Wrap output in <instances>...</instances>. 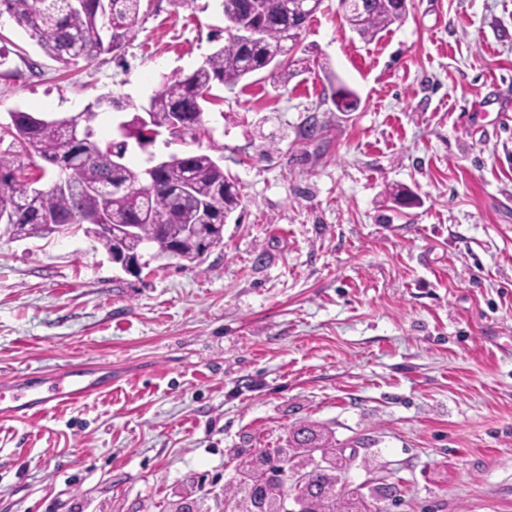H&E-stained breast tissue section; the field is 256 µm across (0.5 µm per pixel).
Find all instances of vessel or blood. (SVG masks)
Masks as SVG:
<instances>
[{
    "label": "vessel or blood",
    "instance_id": "1",
    "mask_svg": "<svg viewBox=\"0 0 512 512\" xmlns=\"http://www.w3.org/2000/svg\"><path fill=\"white\" fill-rule=\"evenodd\" d=\"M111 385V367L100 364L56 374L32 373L0 387V416H36L85 400Z\"/></svg>",
    "mask_w": 512,
    "mask_h": 512
}]
</instances>
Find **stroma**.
Returning a JSON list of instances; mask_svg holds the SVG:
<instances>
[{"mask_svg": "<svg viewBox=\"0 0 512 512\" xmlns=\"http://www.w3.org/2000/svg\"><path fill=\"white\" fill-rule=\"evenodd\" d=\"M224 27L219 0H141L65 70L2 14L0 123L143 104ZM296 54L288 82L215 86L198 138L129 145L133 169L202 152L237 183L199 266L0 238V385L112 367L109 392L0 419V512H241L237 461L305 429L367 512H512V0H408L370 42L324 0Z\"/></svg>", "mask_w": 512, "mask_h": 512, "instance_id": "obj_1", "label": "stroma"}]
</instances>
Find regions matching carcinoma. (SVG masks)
<instances>
[{
	"label": "carcinoma",
	"mask_w": 512,
	"mask_h": 512,
	"mask_svg": "<svg viewBox=\"0 0 512 512\" xmlns=\"http://www.w3.org/2000/svg\"><path fill=\"white\" fill-rule=\"evenodd\" d=\"M141 0H82L75 8L71 0H0V14H8L18 27L51 58L67 69L78 60H90L104 49L101 32L111 31L113 41L131 31ZM288 0H230L225 12L228 37L190 74L165 77L143 111L152 114L149 125H141L133 115L123 126L127 137L138 142L153 140L159 128H169L173 113L182 114V130L177 137L197 138L202 130L203 104L216 85L229 89L245 77L265 70L267 54L299 44L301 33L288 19ZM360 14L346 17L351 28L365 41L401 21L406 9L395 0H359ZM243 28H255L261 40L241 38ZM108 103L120 107L119 99L105 96L88 105L76 127L65 121L48 123L28 112L10 113V123L0 126V137L9 136L18 150L0 152V211L9 210L14 219L0 223V237L11 239L47 238L54 227L80 226L81 216L98 212L115 224H135L133 238L111 232L95 239L114 257L128 255L139 245H148L159 257L170 246L178 249L180 260L198 263L205 237L217 234L211 224H223L224 212L239 204L238 191L227 192L229 177L224 168L206 153L172 155L156 175L157 188L142 181L143 172L127 165L115 167L112 154L124 153L127 143L103 144L96 139L97 109ZM357 99L350 89H336V107L350 111ZM37 157L45 162L28 170L18 156ZM84 163L69 176L64 162ZM55 179L46 189L35 187L46 168Z\"/></svg>",
	"instance_id": "obj_1"
}]
</instances>
